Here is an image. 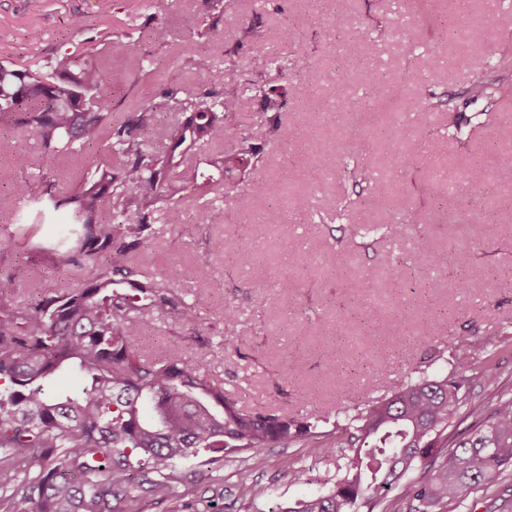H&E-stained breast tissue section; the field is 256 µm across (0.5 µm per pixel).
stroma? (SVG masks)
<instances>
[{
	"instance_id": "obj_1",
	"label": "stroma",
	"mask_w": 512,
	"mask_h": 512,
	"mask_svg": "<svg viewBox=\"0 0 512 512\" xmlns=\"http://www.w3.org/2000/svg\"><path fill=\"white\" fill-rule=\"evenodd\" d=\"M473 10L489 30L481 45L468 41L457 0H115L106 14L99 0H0L1 62L19 68L66 53L117 64L129 49L148 56L151 77L125 80L109 107L118 124L130 109L152 106L148 153L165 152L166 131L184 120L192 93L214 100L234 90L238 106L229 122L254 132L256 154L224 176L232 195L202 206L179 199L177 223L155 216L136 251L142 276L167 281L195 314L190 321L155 318L144 354L175 353L245 409L311 422L325 439L335 438L346 412L404 385L412 371L453 372L471 336L493 350L501 386L512 388V194L496 195L488 214L470 191L458 212L444 207L449 185L475 164L487 165L496 183L512 184V169L500 163L512 95L477 98L470 91L471 63L512 61V0H475ZM78 14L86 19L81 30L71 25ZM158 23L167 33L162 42L150 35ZM103 30L107 38L97 40ZM356 35L376 44L366 56L346 59L341 47ZM188 42L209 59L206 74L171 64L175 48ZM270 52L287 69L304 70L277 81L280 108L271 113L253 88L260 75L251 65ZM426 99L450 103L461 136L449 137L444 114L421 110ZM264 112L295 137L269 134ZM405 118L410 133L395 141L394 126ZM37 146L30 130L0 127V239L19 225H39L5 261L22 304L89 276L56 269L41 252L66 237L69 224L61 211L38 217L29 197L37 175L23 151ZM358 160L373 182L347 177ZM256 182L265 183L263 196L251 194ZM406 204L418 224L403 223ZM272 210L281 223H266ZM185 221L200 222L196 237L181 236ZM385 224L399 225L396 240L384 238ZM356 227L362 236H353ZM422 233L424 251L414 244ZM228 242L251 246L253 264L239 266L224 250ZM465 244L472 247L467 267L432 268L429 252ZM473 278L480 293L467 288ZM34 279L40 288L31 287ZM228 304L238 314L229 347ZM301 466L311 483L290 484L287 469ZM183 471L188 502L211 501L212 512H229L244 474L269 489L255 512L327 489L337 478L335 459L308 448H269L257 457L231 452L220 467L191 462Z\"/></svg>"
}]
</instances>
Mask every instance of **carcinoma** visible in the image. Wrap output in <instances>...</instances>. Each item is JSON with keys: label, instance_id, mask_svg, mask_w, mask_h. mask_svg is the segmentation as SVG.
<instances>
[{"label": "carcinoma", "instance_id": "cac0c4a2", "mask_svg": "<svg viewBox=\"0 0 512 512\" xmlns=\"http://www.w3.org/2000/svg\"><path fill=\"white\" fill-rule=\"evenodd\" d=\"M176 62L202 74L209 62L192 44L175 50ZM138 52L124 57L125 76L151 74ZM512 88V73L490 78L476 73L472 93L490 97ZM112 98L108 63L79 67L65 55L53 64L15 69L0 64V123L31 129L40 148L27 166L46 169L76 146L104 143L107 151L94 170L79 178L77 189L61 198L44 197L39 184L34 200L62 209L73 226V244L52 249L54 263L93 272L81 287L44 294L27 306L0 283V468L24 474L27 492L18 498L0 493V512H125L132 485L160 501L185 496L178 464L230 451L259 456L267 448H320L347 459L343 476L329 489L271 512H444L463 506L473 490H490L512 478V394L499 388V374L487 344L469 340L473 355L459 359L451 376L422 377L389 390V396L348 419L345 438L320 442L310 426L286 414L247 412L237 399L187 367L174 353L146 359L141 346L155 313L194 318L193 308L169 296L163 281H144L130 261V250L152 232L155 213L172 210L170 177L194 146L236 142L237 153L256 151L250 134L224 122L236 110L232 95L191 102L190 115L168 132L165 154H147L146 115L133 111L114 126L102 107ZM489 171L468 170L463 181L483 189ZM182 181L227 197L223 181L193 170ZM120 215L124 220L116 222ZM471 248L431 254L439 269L468 266ZM236 310L224 306V342L235 334ZM78 378L72 393L58 395L48 384L63 370ZM479 379L492 392L494 407L485 412L471 401ZM474 420L472 431L448 441L446 431L461 409ZM349 449L348 455L338 452ZM430 459L424 479H412L416 463ZM400 497L388 498L394 487ZM267 496V488L242 480L238 512Z\"/></svg>", "mask_w": 512, "mask_h": 512}]
</instances>
